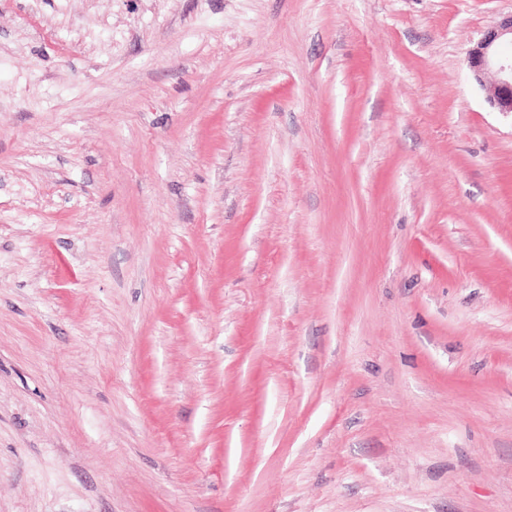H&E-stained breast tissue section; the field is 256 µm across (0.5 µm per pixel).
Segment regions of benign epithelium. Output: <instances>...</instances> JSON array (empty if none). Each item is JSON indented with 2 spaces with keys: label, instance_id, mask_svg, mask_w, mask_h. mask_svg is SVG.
Wrapping results in <instances>:
<instances>
[{
  "label": "benign epithelium",
  "instance_id": "7a95c632",
  "mask_svg": "<svg viewBox=\"0 0 512 512\" xmlns=\"http://www.w3.org/2000/svg\"><path fill=\"white\" fill-rule=\"evenodd\" d=\"M507 44L512 45V14L502 18L469 51L468 66L479 82L493 75L489 104L497 112L512 114V56L502 51Z\"/></svg>",
  "mask_w": 512,
  "mask_h": 512
}]
</instances>
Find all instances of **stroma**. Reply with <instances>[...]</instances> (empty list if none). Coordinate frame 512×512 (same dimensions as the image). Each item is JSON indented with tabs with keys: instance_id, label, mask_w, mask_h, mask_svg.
<instances>
[{
	"instance_id": "stroma-1",
	"label": "stroma",
	"mask_w": 512,
	"mask_h": 512,
	"mask_svg": "<svg viewBox=\"0 0 512 512\" xmlns=\"http://www.w3.org/2000/svg\"><path fill=\"white\" fill-rule=\"evenodd\" d=\"M512 0H0V512H512ZM507 44L512 46V14L484 34L469 51L467 62L477 81L493 75L489 104L497 112L512 115V55L502 51Z\"/></svg>"
}]
</instances>
